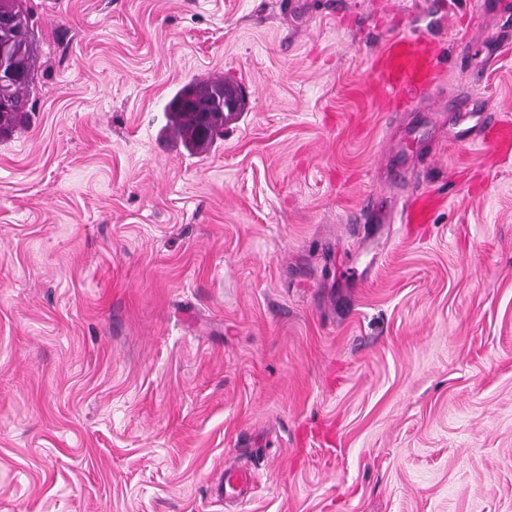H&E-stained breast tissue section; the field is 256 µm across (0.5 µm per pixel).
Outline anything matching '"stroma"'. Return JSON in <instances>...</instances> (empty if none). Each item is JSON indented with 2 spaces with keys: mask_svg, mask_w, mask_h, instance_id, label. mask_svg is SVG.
Returning a JSON list of instances; mask_svg holds the SVG:
<instances>
[{
  "mask_svg": "<svg viewBox=\"0 0 512 512\" xmlns=\"http://www.w3.org/2000/svg\"><path fill=\"white\" fill-rule=\"evenodd\" d=\"M288 2L29 0L0 512H512V157L479 128L512 120V18ZM395 34L441 50L412 112L371 104ZM208 77L247 104L190 156L164 109ZM423 188L432 223H400ZM228 465L256 486L225 497Z\"/></svg>",
  "mask_w": 512,
  "mask_h": 512,
  "instance_id": "35a3bbf8",
  "label": "stroma"
}]
</instances>
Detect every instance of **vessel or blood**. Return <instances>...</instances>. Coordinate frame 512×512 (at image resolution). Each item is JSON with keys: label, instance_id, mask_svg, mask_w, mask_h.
Listing matches in <instances>:
<instances>
[{"label": "vessel or blood", "instance_id": "1", "mask_svg": "<svg viewBox=\"0 0 512 512\" xmlns=\"http://www.w3.org/2000/svg\"><path fill=\"white\" fill-rule=\"evenodd\" d=\"M440 51L423 38L396 35L388 39L372 59L374 101L379 109L404 112L427 97L440 80ZM485 142L498 155H512V123L488 118ZM443 199L432 192L412 197L400 212L404 224H426Z\"/></svg>", "mask_w": 512, "mask_h": 512}]
</instances>
